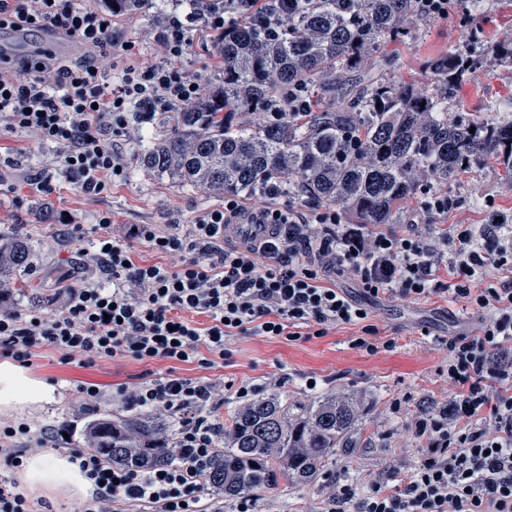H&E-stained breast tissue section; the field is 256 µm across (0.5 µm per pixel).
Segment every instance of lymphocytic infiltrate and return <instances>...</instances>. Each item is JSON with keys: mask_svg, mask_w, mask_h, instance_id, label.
<instances>
[{"mask_svg": "<svg viewBox=\"0 0 512 512\" xmlns=\"http://www.w3.org/2000/svg\"><path fill=\"white\" fill-rule=\"evenodd\" d=\"M97 9L78 0H0V30L74 40L75 64L49 48L18 62L0 64V131L29 132L61 149L59 174L83 193L98 195L124 181L129 163L112 139L141 134L159 112L197 101L204 83L177 61L195 30L193 18L158 20L155 58L122 67L116 80L99 65L115 42L110 35L112 0ZM302 0H223L208 8L203 28L223 32L228 15L248 17L269 38H278ZM260 207L225 197L196 216L189 233H162L152 224L113 225L111 211L99 212L96 238L81 224L67 234L86 266L103 282L84 281L68 289L53 316L40 308L0 306V356L26 366L36 350L50 348L67 362L92 366L118 356L139 362L189 363L202 354L226 359L229 336L253 332L280 337L293 329L326 335L341 323H362L359 306L330 278L343 267L371 295L403 298L453 295L491 311L482 336L448 342V372L457 394L438 414L416 419L415 432L429 442L426 456L400 485L372 479L359 497V512H512V369L492 353L512 342V284L477 287L488 268L512 273V226L492 220L479 226L453 224L458 243L445 255L429 238L369 233L342 223L332 207L280 203L276 187L261 190ZM229 224H266L262 240L241 247L226 241ZM160 254H179L176 265H142L132 242ZM447 278H440V271ZM203 314L207 326L192 321ZM505 384L489 397V382ZM129 408L174 416L178 462L134 469L105 462L97 454L71 449L69 458L92 484L81 512H210L205 474L222 429L205 413L216 387L201 378L168 371L146 373L115 392ZM488 409L486 428L461 432L454 422ZM62 425L0 422V512H35V503L9 473L40 454L48 441L62 440Z\"/></svg>", "mask_w": 512, "mask_h": 512, "instance_id": "lymphocytic-infiltrate-1", "label": "lymphocytic infiltrate"}]
</instances>
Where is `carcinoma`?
Returning a JSON list of instances; mask_svg holds the SVG:
<instances>
[{
    "instance_id": "carcinoma-1",
    "label": "carcinoma",
    "mask_w": 512,
    "mask_h": 512,
    "mask_svg": "<svg viewBox=\"0 0 512 512\" xmlns=\"http://www.w3.org/2000/svg\"><path fill=\"white\" fill-rule=\"evenodd\" d=\"M149 2L112 0V13ZM415 9V0H308L274 41L249 19L236 20L216 47L217 87L174 112L171 129L141 163L214 194L252 195L274 183L285 196L336 208L350 224H399L420 186L446 185L490 161L512 181V101L481 108L492 118H448V91L475 70L471 48L455 45L426 63L423 81L379 74L349 89L327 82L409 35ZM295 88L317 99L316 110L273 111ZM3 245L0 272L26 281L33 245L18 235ZM356 422L345 398L291 404L277 393L259 397L230 414L206 481L229 499L273 494L282 480L332 484L336 473L325 460L349 447ZM170 428L160 417L104 415L87 423L83 443L115 465H166L178 460Z\"/></svg>"
}]
</instances>
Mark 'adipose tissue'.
I'll return each instance as SVG.
<instances>
[{"label": "adipose tissue", "instance_id": "obj_1", "mask_svg": "<svg viewBox=\"0 0 512 512\" xmlns=\"http://www.w3.org/2000/svg\"><path fill=\"white\" fill-rule=\"evenodd\" d=\"M57 400L50 382L33 376L14 362H0V413L11 415L35 411ZM30 491L54 494L71 500L85 498L92 489L77 465L56 451L48 450L28 459L20 474Z\"/></svg>", "mask_w": 512, "mask_h": 512}]
</instances>
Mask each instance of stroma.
<instances>
[{
    "mask_svg": "<svg viewBox=\"0 0 512 512\" xmlns=\"http://www.w3.org/2000/svg\"><path fill=\"white\" fill-rule=\"evenodd\" d=\"M161 9H146L115 17L111 34L117 44L135 43L128 58L104 56L100 66L108 77H116L125 62L152 59L155 46L148 36L158 12L185 16L192 11L190 0H161ZM475 38L493 47L503 40L512 42V0H486L480 14L470 13L467 0H448V16L430 20L413 28L404 41L390 43L367 59L368 72L387 69L391 79H420L424 60L446 54L450 45ZM181 67L201 76L206 89H213L217 55L209 39L196 36ZM512 97V65L494 56L480 59L476 77L463 82L448 100L449 112L458 105L481 109L485 103ZM170 127L168 115H156L143 138H117L116 146L129 162L126 181L114 184L102 195H88L63 180H56V191L43 196L25 182L26 176L43 172L53 174L60 151L42 146L26 133L0 134V156L12 158L16 166L13 182L0 186V232L23 236L35 247L30 278L37 290H15L8 303L18 310L32 305L49 306L62 284L77 288L82 276L76 273V254L65 235L64 217L72 214L85 225H93L96 215L111 211L117 224H154L163 232L189 231L195 217L220 204V197L207 190L182 183L169 174L160 175L141 164L146 142L161 136ZM451 195L462 201L460 209L447 217L434 219L421 209L419 197L405 204L408 219L401 224H377V233L402 236L419 234L441 240L445 252L455 253L456 241L448 237L452 224H483L491 213L512 218V183L501 179L495 163L478 172L465 174L447 186ZM345 293L367 308L370 324L380 339H394L392 351L371 355L353 348L351 341L360 335V326L341 324L321 338H267L253 334L228 337L230 359L203 368L195 363L169 366L151 365L128 357H116L92 367L65 363L59 352L38 350L30 371L51 381L58 398L44 409L31 413L42 424H66L71 447L81 445L86 424L99 413L126 414V407L113 398V391L128 385L146 371L175 370L184 377H206L217 386L210 414L216 423H224L228 411L238 407L236 391L240 386L258 387L260 393H278L288 401H316L344 395L358 405V421L353 447L330 456L326 466L336 474L337 484H351L355 493H363L367 478L387 473L397 465L401 474H409L420 463L427 448L418 437L414 421L433 414L453 397L455 388L448 381V339L479 334L484 321L481 312L465 307L452 297L418 300L366 296L354 277H336ZM98 385L105 394L97 411L87 410L78 385ZM327 487L322 483L299 485L281 482L277 493L251 499L252 512H326Z\"/></svg>",
    "mask_w": 512,
    "mask_h": 512,
    "instance_id": "stroma-1",
    "label": "stroma"
}]
</instances>
